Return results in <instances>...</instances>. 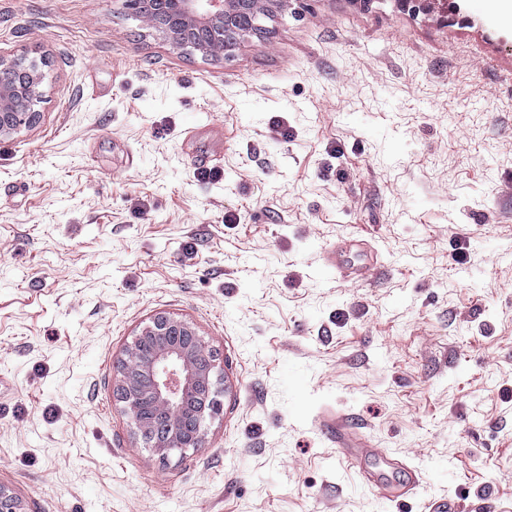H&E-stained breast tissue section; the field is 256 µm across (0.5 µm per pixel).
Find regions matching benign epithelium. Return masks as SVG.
<instances>
[{"label": "benign epithelium", "mask_w": 512, "mask_h": 512, "mask_svg": "<svg viewBox=\"0 0 512 512\" xmlns=\"http://www.w3.org/2000/svg\"><path fill=\"white\" fill-rule=\"evenodd\" d=\"M288 0H126L176 48L204 56L228 53L261 27L257 20L283 9ZM18 71L10 84H0V136L29 128L40 118L43 73L34 64L17 69L0 58V72ZM114 392L125 415L145 432L141 419L146 401L162 410L164 422L146 445L165 457L174 450L197 448L203 427L218 406L216 360L194 326L169 313L155 315L136 335L117 366ZM0 512H23L19 500L0 486Z\"/></svg>", "instance_id": "7a95c632"}]
</instances>
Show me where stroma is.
Here are the masks:
<instances>
[{
  "label": "stroma",
  "instance_id": "1",
  "mask_svg": "<svg viewBox=\"0 0 512 512\" xmlns=\"http://www.w3.org/2000/svg\"><path fill=\"white\" fill-rule=\"evenodd\" d=\"M468 3L290 0L204 56L124 0H0V58L48 61L39 123L0 137V484L25 512H512V40ZM348 236L373 281L320 275ZM160 312L222 360L202 445L165 458L113 394ZM327 408L419 485L344 465Z\"/></svg>",
  "mask_w": 512,
  "mask_h": 512
}]
</instances>
